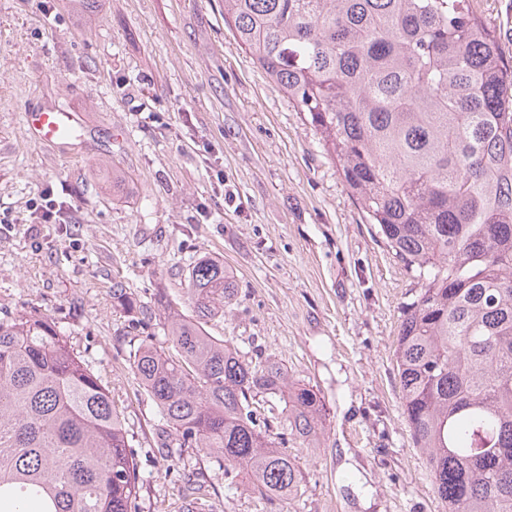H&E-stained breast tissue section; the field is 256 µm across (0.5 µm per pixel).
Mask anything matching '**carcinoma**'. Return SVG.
Masks as SVG:
<instances>
[{
  "label": "carcinoma",
  "mask_w": 512,
  "mask_h": 512,
  "mask_svg": "<svg viewBox=\"0 0 512 512\" xmlns=\"http://www.w3.org/2000/svg\"><path fill=\"white\" fill-rule=\"evenodd\" d=\"M224 24L320 135L349 194L422 280L394 358L403 414L446 512H512V65L469 0H224ZM224 261L167 306L176 356L142 339L132 369L169 442L262 495H303L299 466L252 409L284 402L322 430L320 392L211 336L235 293ZM137 462L112 393L57 323L0 320V505L134 512Z\"/></svg>",
  "instance_id": "cac0c4a2"
}]
</instances>
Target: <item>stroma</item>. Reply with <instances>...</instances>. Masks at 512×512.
I'll return each instance as SVG.
<instances>
[{"label": "stroma", "mask_w": 512, "mask_h": 512, "mask_svg": "<svg viewBox=\"0 0 512 512\" xmlns=\"http://www.w3.org/2000/svg\"><path fill=\"white\" fill-rule=\"evenodd\" d=\"M512 64V0H470ZM72 113L76 136L35 139L29 113ZM125 172L124 189L103 178ZM50 192L59 209L33 218ZM236 281L211 336L275 358L325 403L310 444L285 433L297 499L243 488L196 448L172 464L129 357L165 342L157 294L190 312L188 271ZM122 283L147 328L112 299ZM420 282L366 224L313 126L235 43L222 0H0V318H52L120 411L138 464L135 512H179L196 478L205 512H444L403 415L395 339Z\"/></svg>", "instance_id": "35a3bbf8"}]
</instances>
